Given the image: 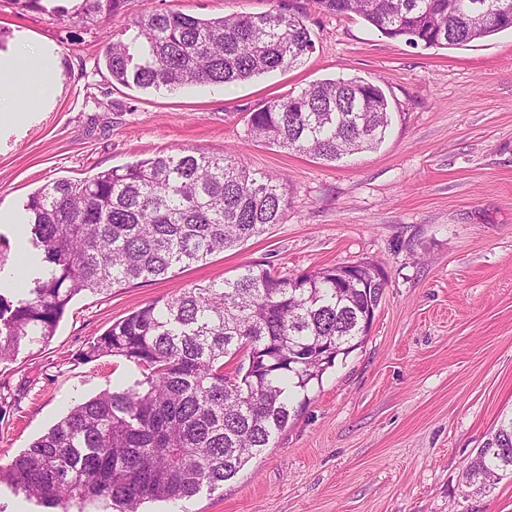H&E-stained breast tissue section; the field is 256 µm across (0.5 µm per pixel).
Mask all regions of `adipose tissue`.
<instances>
[{
  "instance_id": "ef3b65f1",
  "label": "adipose tissue",
  "mask_w": 512,
  "mask_h": 512,
  "mask_svg": "<svg viewBox=\"0 0 512 512\" xmlns=\"http://www.w3.org/2000/svg\"><path fill=\"white\" fill-rule=\"evenodd\" d=\"M60 87V61L52 52H0V127L24 111L27 99L46 102L58 95Z\"/></svg>"
}]
</instances>
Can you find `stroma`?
<instances>
[{
    "instance_id": "stroma-1",
    "label": "stroma",
    "mask_w": 512,
    "mask_h": 512,
    "mask_svg": "<svg viewBox=\"0 0 512 512\" xmlns=\"http://www.w3.org/2000/svg\"><path fill=\"white\" fill-rule=\"evenodd\" d=\"M278 5L304 13L314 42L294 68L154 92L96 66L144 11L213 18ZM80 7L66 0L59 16L0 0V49L50 46L62 68L51 105L0 128V208L179 148L228 151L286 178L291 205L269 231L172 277L75 296L49 342L0 364V467L128 379L125 361L79 354L134 308L252 263L292 274L365 260L386 276L365 342L223 488L145 512H512L511 478L481 496L463 486L466 463L512 412V31L423 49L311 0H125L94 23ZM340 77L383 89L392 123L377 149L331 163L247 137L249 112Z\"/></svg>"
}]
</instances>
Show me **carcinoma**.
Segmentation results:
<instances>
[{
  "mask_svg": "<svg viewBox=\"0 0 512 512\" xmlns=\"http://www.w3.org/2000/svg\"><path fill=\"white\" fill-rule=\"evenodd\" d=\"M122 2L84 0L82 18L110 17ZM313 3L424 49L512 28L504 0ZM125 32L107 47L105 68L114 82L155 92L248 81L301 64L314 47L303 17L278 6L210 19L155 9ZM390 125L384 91L353 77L267 101L249 114L247 136L336 162L380 145ZM289 205L284 179L232 154L185 149L39 188L25 211L42 266L26 297L0 293V362L48 341L75 296L165 279L281 223ZM385 285L371 261L288 275L257 263L131 311L80 358H120L137 378L75 405L0 480L46 512H139L224 486L299 416L336 359L364 342ZM508 475L512 414L466 465L465 486L488 493Z\"/></svg>",
  "mask_w": 512,
  "mask_h": 512,
  "instance_id": "obj_1",
  "label": "carcinoma"
}]
</instances>
